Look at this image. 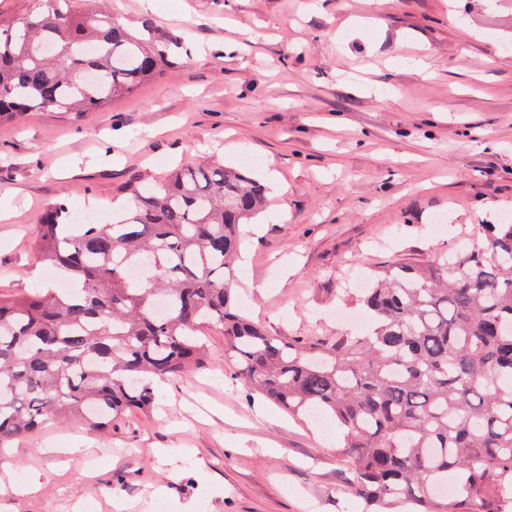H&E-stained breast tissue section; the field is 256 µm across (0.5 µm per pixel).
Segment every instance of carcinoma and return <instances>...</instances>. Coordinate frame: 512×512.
<instances>
[{
  "label": "carcinoma",
  "mask_w": 512,
  "mask_h": 512,
  "mask_svg": "<svg viewBox=\"0 0 512 512\" xmlns=\"http://www.w3.org/2000/svg\"><path fill=\"white\" fill-rule=\"evenodd\" d=\"M176 46L103 3L26 0L0 17V120L101 110L165 74ZM266 204L263 183L216 161L135 188L110 222L49 207L35 248L61 287L0 293V454L52 418L102 431L151 410L155 382L202 364L212 326L234 378L343 428L352 492L374 512H467L489 483L512 503V224L377 274L358 290L368 330L328 344L270 335L233 296Z\"/></svg>",
  "instance_id": "obj_1"
}]
</instances>
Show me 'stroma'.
<instances>
[{"label": "stroma", "instance_id": "stroma-1", "mask_svg": "<svg viewBox=\"0 0 512 512\" xmlns=\"http://www.w3.org/2000/svg\"><path fill=\"white\" fill-rule=\"evenodd\" d=\"M109 5L183 47L102 110L0 122V292L53 287L34 248L48 205L103 217L181 164H268L283 212L249 232L237 293L286 338L356 335L355 277L430 262L512 216V0ZM206 336L204 366L156 385L151 411L104 436L55 419L14 441L0 512H364L336 424L234 380L223 333ZM34 474L38 492L14 493Z\"/></svg>", "mask_w": 512, "mask_h": 512}]
</instances>
